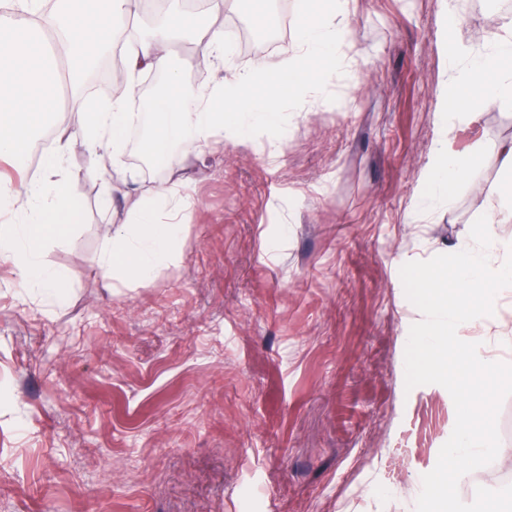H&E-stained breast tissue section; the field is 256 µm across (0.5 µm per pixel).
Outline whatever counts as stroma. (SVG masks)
<instances>
[{
	"label": "stroma",
	"mask_w": 512,
	"mask_h": 512,
	"mask_svg": "<svg viewBox=\"0 0 512 512\" xmlns=\"http://www.w3.org/2000/svg\"><path fill=\"white\" fill-rule=\"evenodd\" d=\"M501 0H349L334 77L287 103L288 130L127 151L142 187L188 167L191 205L152 282L102 275L110 230L132 221L122 183L72 143L78 222L44 263L61 298L0 263V512H415L454 428L449 392L406 389L422 313L401 266L470 240L500 182L512 105L457 124L449 149L480 161L448 205L421 207L447 102L448 45L485 51ZM299 0L262 55L291 46ZM186 80L217 78L206 48H173ZM111 190L114 210L101 204ZM512 364V290L463 335Z\"/></svg>",
	"instance_id": "obj_1"
}]
</instances>
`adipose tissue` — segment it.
<instances>
[{
	"instance_id": "1",
	"label": "adipose tissue",
	"mask_w": 512,
	"mask_h": 512,
	"mask_svg": "<svg viewBox=\"0 0 512 512\" xmlns=\"http://www.w3.org/2000/svg\"><path fill=\"white\" fill-rule=\"evenodd\" d=\"M58 7L43 13L42 0H13L9 31L0 37V160L24 164L31 136L55 110L57 71L38 72L42 58V31H62L70 57L91 61L113 44L116 29L125 27L139 0H91L79 8L75 0H57ZM347 10V0H319L311 13L299 21L295 48L277 63L255 59L249 67L228 79H216L206 91L185 82L174 71L170 47L188 36L205 45L219 66H227L230 47L222 29L203 23L197 14L185 11L180 0H171L166 19L149 32L136 36L124 55L123 97L93 110L77 112L72 121L91 155L112 159L115 174H124L122 157L126 130L136 118L137 76L145 71L165 72L168 86L153 108L152 136L145 145L153 158L167 157L174 145H207L222 137L245 146L265 129L283 130L288 123L286 101L304 91L321 87L336 62L338 46L349 32L338 17ZM442 113L446 128L456 121L476 122L482 107L512 103V19H507L492 38L489 52L473 56L453 86ZM69 145L59 142L42 161L39 179L26 181L22 190L0 186V204L34 215L30 224H12L0 231V261L17 269L34 288L54 293L59 272L42 259L46 239L62 238L75 224L68 183L59 174L65 168ZM477 154L450 152L446 143L437 147L436 165L420 195L421 201L450 204L459 178L477 163ZM183 170L174 169L168 182L148 189L147 201L134 223L111 233L97 257L102 273H122L146 284L171 261L183 231L182 224H160L156 208L168 204L172 182Z\"/></svg>"
}]
</instances>
